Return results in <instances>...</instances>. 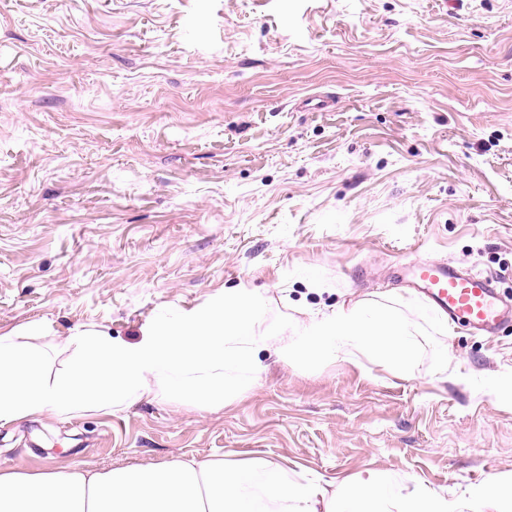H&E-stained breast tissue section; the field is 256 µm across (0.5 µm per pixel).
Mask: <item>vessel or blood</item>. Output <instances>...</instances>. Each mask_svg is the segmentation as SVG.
<instances>
[{"instance_id": "b4317fda", "label": "vessel or blood", "mask_w": 512, "mask_h": 512, "mask_svg": "<svg viewBox=\"0 0 512 512\" xmlns=\"http://www.w3.org/2000/svg\"><path fill=\"white\" fill-rule=\"evenodd\" d=\"M405 274L450 320L473 331L492 334L512 323V303L504 300L491 276L430 261L406 266Z\"/></svg>"}]
</instances>
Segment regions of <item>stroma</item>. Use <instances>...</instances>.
Listing matches in <instances>:
<instances>
[{
	"label": "stroma",
	"instance_id": "obj_1",
	"mask_svg": "<svg viewBox=\"0 0 512 512\" xmlns=\"http://www.w3.org/2000/svg\"><path fill=\"white\" fill-rule=\"evenodd\" d=\"M420 259L512 295V0H0V333L133 342L242 284L268 333L381 297L421 331L410 379L274 362L221 410L1 426L0 469L227 455L512 496V325L442 331L392 276Z\"/></svg>",
	"mask_w": 512,
	"mask_h": 512
}]
</instances>
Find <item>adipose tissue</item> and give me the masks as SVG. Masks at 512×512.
<instances>
[{
    "label": "adipose tissue",
    "instance_id": "adipose-tissue-1",
    "mask_svg": "<svg viewBox=\"0 0 512 512\" xmlns=\"http://www.w3.org/2000/svg\"><path fill=\"white\" fill-rule=\"evenodd\" d=\"M267 299L245 287L207 296L197 306L147 320L138 341L78 328L52 367L38 322L0 333V425L27 417L60 419L119 411L169 375L187 384L171 394L185 410L223 408L265 372L259 353L285 363L367 359L400 378L415 376L418 344L408 320L361 300L313 311L295 334L269 339L260 325ZM247 374L244 383L203 388L199 379ZM271 459L167 460L115 468L0 469V512H512V498L490 489L456 499L414 474L390 483L368 474L338 485L313 476L284 478Z\"/></svg>",
    "mask_w": 512,
    "mask_h": 512
}]
</instances>
